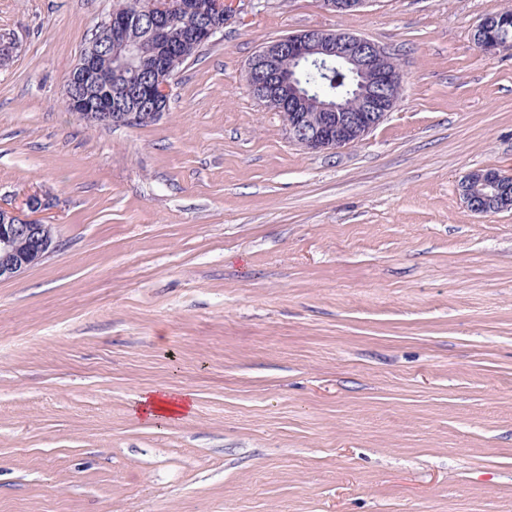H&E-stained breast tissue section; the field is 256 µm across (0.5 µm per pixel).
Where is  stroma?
<instances>
[{"instance_id": "obj_1", "label": "stroma", "mask_w": 512, "mask_h": 512, "mask_svg": "<svg viewBox=\"0 0 512 512\" xmlns=\"http://www.w3.org/2000/svg\"><path fill=\"white\" fill-rule=\"evenodd\" d=\"M113 0H0V204L56 249L0 281V512H512V0H234L144 127L66 81ZM309 28L393 53L396 108L309 152L249 61ZM186 391L179 423L136 399ZM499 15L501 23L504 25L505 28L508 29V31L505 33L504 36L508 35L512 39V8H504L503 10L495 13ZM504 36L500 37L497 41H495L492 44H486L482 40V36L477 33L476 35V41L480 44L481 51L484 53H491V52H497L501 49L512 45V42L507 40ZM506 178L512 179V176H503L499 172L494 171L491 175L488 176V179H480V185L477 187V189H480L482 191L483 189L489 187L493 188V195H490L488 192L482 191L478 196H472L470 194H463L464 192L463 190H461L462 196L465 199V202L467 203L471 211L477 213L484 211L486 209L485 203L486 201L488 202L490 198L496 197L499 201L502 200L500 196L501 189L498 187V184L499 182L505 180Z\"/></svg>"}]
</instances>
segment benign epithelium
<instances>
[{
    "label": "benign epithelium",
    "instance_id": "benign-epithelium-1",
    "mask_svg": "<svg viewBox=\"0 0 512 512\" xmlns=\"http://www.w3.org/2000/svg\"><path fill=\"white\" fill-rule=\"evenodd\" d=\"M367 0H336L326 2V8L348 14L358 11ZM145 11L156 16L158 24L139 39L127 30V21L117 15L109 17L103 26L106 46L118 45L132 61L149 59L160 67L165 58L178 53V42L172 38L166 19L180 16L193 17V0H144ZM224 31L222 25L196 24L191 40L205 44ZM288 57V68L282 58ZM391 55L371 40L347 30L329 31L307 29L300 33L273 40L260 48L250 60L246 80L251 84L261 81L266 99L279 102V110L289 136L307 150H334L358 142L377 126L396 105V90L402 86L401 71L390 67ZM112 58H103L102 51L89 48L71 72L64 104L71 112L79 113L90 123L135 127L144 120L158 116L156 112H143L145 100L159 107L169 98L171 83L158 78L154 86L143 95L135 85L125 92L121 111H112V89H107L94 105L88 104L76 92V86L87 77L103 75L111 66ZM315 63L324 68L334 63L357 80L353 100L356 106L346 107L341 102L310 97L295 88L297 68ZM505 176L495 171L480 179L477 196L463 195L474 212L486 209V201L500 197L499 182ZM42 202L36 197L28 201L29 213L0 205V280L14 279L40 264L52 252L55 241L49 225L37 217Z\"/></svg>",
    "mask_w": 512,
    "mask_h": 512
}]
</instances>
